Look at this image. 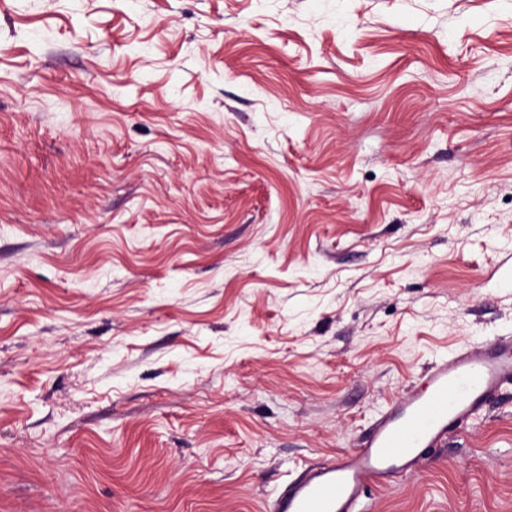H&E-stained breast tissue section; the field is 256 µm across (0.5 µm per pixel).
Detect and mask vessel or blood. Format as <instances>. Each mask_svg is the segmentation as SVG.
Here are the masks:
<instances>
[{"mask_svg": "<svg viewBox=\"0 0 512 512\" xmlns=\"http://www.w3.org/2000/svg\"><path fill=\"white\" fill-rule=\"evenodd\" d=\"M510 386L512 336L463 346L433 363L419 388L390 403L356 447L309 466L269 512H370V485L418 471L431 449L445 447Z\"/></svg>", "mask_w": 512, "mask_h": 512, "instance_id": "1", "label": "vessel or blood"}]
</instances>
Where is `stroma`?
<instances>
[{"instance_id":"stroma-1","label":"stroma","mask_w":512,"mask_h":512,"mask_svg":"<svg viewBox=\"0 0 512 512\" xmlns=\"http://www.w3.org/2000/svg\"><path fill=\"white\" fill-rule=\"evenodd\" d=\"M512 336V0H0V512H268ZM372 512H512V392Z\"/></svg>"}]
</instances>
